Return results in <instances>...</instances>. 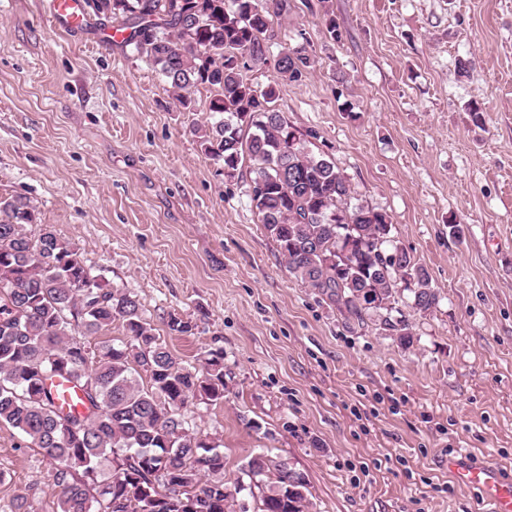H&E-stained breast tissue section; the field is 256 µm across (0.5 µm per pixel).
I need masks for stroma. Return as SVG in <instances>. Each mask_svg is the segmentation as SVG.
<instances>
[{"label":"stroma","mask_w":512,"mask_h":512,"mask_svg":"<svg viewBox=\"0 0 512 512\" xmlns=\"http://www.w3.org/2000/svg\"><path fill=\"white\" fill-rule=\"evenodd\" d=\"M46 10L0 0V199L25 198L108 287L136 294L183 365L223 349V400L188 414L221 441L227 477L265 450L305 474L308 512H485L448 454L512 480V0H288L271 61L246 73L262 88L282 47L310 55L275 106L429 272L439 302L404 308L407 348L288 275L241 176L200 147L207 88L182 111L102 27L59 33ZM173 314L191 333H170ZM46 475L0 424V512L20 496L59 512Z\"/></svg>","instance_id":"35a3bbf8"}]
</instances>
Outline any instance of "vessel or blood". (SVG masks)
Returning <instances> with one entry per match:
<instances>
[{"label":"vessel or blood","mask_w":512,"mask_h":512,"mask_svg":"<svg viewBox=\"0 0 512 512\" xmlns=\"http://www.w3.org/2000/svg\"><path fill=\"white\" fill-rule=\"evenodd\" d=\"M47 23L51 29L75 33L86 24L82 0H49ZM53 392L64 407L81 410V394L62 379H54ZM448 470L457 483L476 490L488 504L489 512H512V480L496 464L472 460L459 451L448 458Z\"/></svg>","instance_id":"vessel-or-blood-1"}]
</instances>
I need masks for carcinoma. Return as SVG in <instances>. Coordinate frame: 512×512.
<instances>
[{
    "label": "carcinoma",
    "mask_w": 512,
    "mask_h": 512,
    "mask_svg": "<svg viewBox=\"0 0 512 512\" xmlns=\"http://www.w3.org/2000/svg\"><path fill=\"white\" fill-rule=\"evenodd\" d=\"M92 16L130 30L123 44L153 66L187 109L185 93L214 90L220 115L200 135L211 160L234 174L249 163L245 193L288 274L359 322L377 318L402 346L409 324L392 312L408 292L420 313L438 293L427 270L391 236L390 217L352 203L346 176L312 152L275 108L277 84L244 71L267 63L272 21L288 0H99ZM311 67L303 48L283 51L278 80ZM34 226L21 197L0 200V423L41 450L60 490V512H232L224 450L190 427L184 409L224 399V351L190 369L158 343L136 295L104 284L53 226ZM410 272L397 277L393 266ZM384 304L366 306L367 293ZM120 322L127 340L95 348L85 337ZM63 376L86 412L64 411L48 381ZM147 382H142V379ZM259 512H305L308 482L267 452L243 468Z\"/></svg>",
    "instance_id": "cac0c4a2"
}]
</instances>
